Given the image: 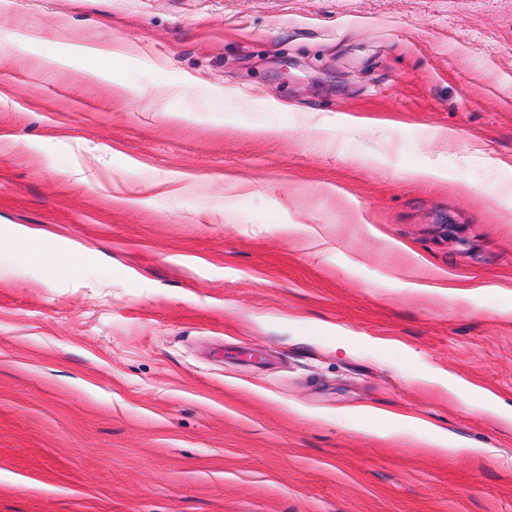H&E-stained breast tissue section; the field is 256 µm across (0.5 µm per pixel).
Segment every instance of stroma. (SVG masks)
Returning a JSON list of instances; mask_svg holds the SVG:
<instances>
[{
	"label": "stroma",
	"instance_id": "1",
	"mask_svg": "<svg viewBox=\"0 0 512 512\" xmlns=\"http://www.w3.org/2000/svg\"><path fill=\"white\" fill-rule=\"evenodd\" d=\"M16 225L0 512H512V0H0ZM11 248L24 259L34 264H48L54 274H71L74 270L58 261L47 244L31 230L15 226L10 236Z\"/></svg>",
	"mask_w": 512,
	"mask_h": 512
}]
</instances>
